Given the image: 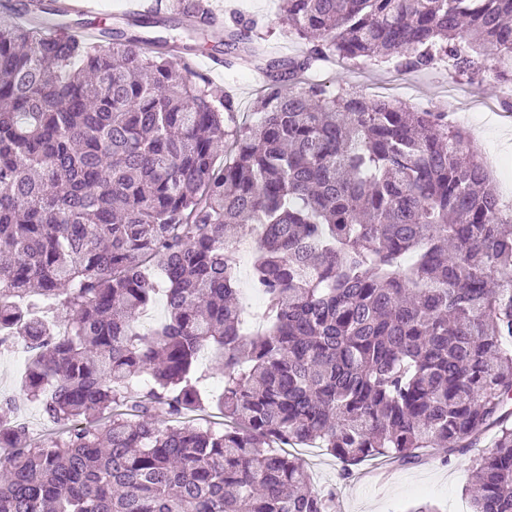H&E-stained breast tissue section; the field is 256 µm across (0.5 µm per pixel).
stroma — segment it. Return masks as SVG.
<instances>
[{
  "mask_svg": "<svg viewBox=\"0 0 512 512\" xmlns=\"http://www.w3.org/2000/svg\"><path fill=\"white\" fill-rule=\"evenodd\" d=\"M213 6L233 10L243 18L263 21V45L277 56H294L305 46L288 31L279 10V0H211ZM201 52L192 64L206 74L212 85L230 93L237 104L239 123L254 121L257 100L265 82L251 70H210L209 57L224 54V38L208 33L199 41ZM306 83L323 87L327 93L341 90L368 98H399L415 110L447 111L449 123L469 130L468 149L482 158H494L492 177L505 204L512 206V151L503 149L504 136H512V101L505 99L496 63L485 59L478 77L448 74L429 67L400 71L393 65H342L324 58L307 72ZM493 436L485 434L479 449L446 455L439 452L417 464L393 467L382 483L344 474L339 460L319 448H299L295 454L307 465L314 489L336 491V512H410L431 504L440 512H468L465 493L480 449L490 448Z\"/></svg>",
  "mask_w": 512,
  "mask_h": 512,
  "instance_id": "stroma-1",
  "label": "stroma"
}]
</instances>
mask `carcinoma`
<instances>
[{"label": "carcinoma", "mask_w": 512, "mask_h": 512, "mask_svg": "<svg viewBox=\"0 0 512 512\" xmlns=\"http://www.w3.org/2000/svg\"><path fill=\"white\" fill-rule=\"evenodd\" d=\"M193 33L209 0H171ZM295 57L258 55L259 117L195 46L0 26V347L66 426L39 443L0 396V512H335L289 448L344 466L468 451L470 512H512V214L443 112L293 93L321 55L512 82V0H281ZM249 27L224 24V54ZM259 226L245 327L237 248ZM165 284L167 316H140ZM223 357L207 397L197 360ZM215 406L222 432L185 421ZM169 423L162 428L160 424Z\"/></svg>", "instance_id": "obj_1"}]
</instances>
